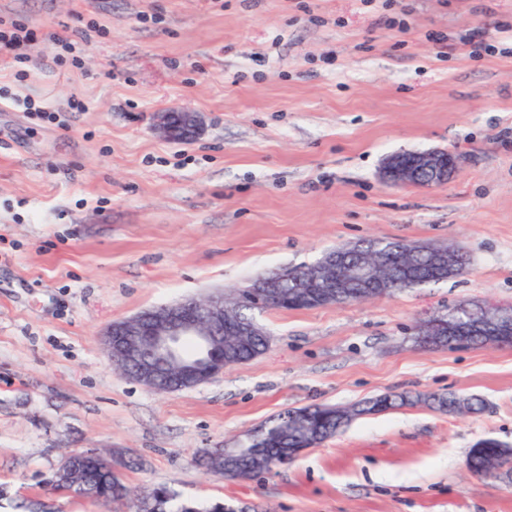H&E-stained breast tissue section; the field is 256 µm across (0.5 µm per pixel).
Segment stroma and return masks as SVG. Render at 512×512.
<instances>
[{"label":"stroma","instance_id":"obj_1","mask_svg":"<svg viewBox=\"0 0 512 512\" xmlns=\"http://www.w3.org/2000/svg\"><path fill=\"white\" fill-rule=\"evenodd\" d=\"M0 18L33 34L0 49V485L129 512L45 490L94 448L136 460L119 473L137 492L236 512H512V486L466 465L482 440L512 445V345L415 339L459 303L512 304V0H0ZM174 108L201 113L198 138L155 131ZM433 150L462 157L448 183L381 182L388 156ZM367 239L469 263L360 304L252 311L268 350L177 392L101 341ZM391 391L485 409L363 416L251 481L195 463L284 409ZM431 256L435 265L440 269H448V272H461L462 267V256L457 247L448 246V245H434V244H406L405 248V256L407 263L410 265L409 260L414 256H422V255ZM465 265L464 270L459 275L462 274L467 266V259L465 256V260L463 262V266ZM456 274V275H458Z\"/></svg>","mask_w":512,"mask_h":512}]
</instances>
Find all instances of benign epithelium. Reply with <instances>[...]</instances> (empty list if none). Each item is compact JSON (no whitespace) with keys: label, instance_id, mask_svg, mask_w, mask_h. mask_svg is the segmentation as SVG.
I'll return each mask as SVG.
<instances>
[{"label":"benign epithelium","instance_id":"7a95c632","mask_svg":"<svg viewBox=\"0 0 512 512\" xmlns=\"http://www.w3.org/2000/svg\"><path fill=\"white\" fill-rule=\"evenodd\" d=\"M155 130L166 138L194 139L203 131V119L197 112L166 110L155 115ZM460 157L448 150L414 153L405 162L399 156H389L382 167V180L391 186L405 184H444L458 170ZM431 256L435 265L456 273L462 271V256L458 248L448 245L408 244L406 259L422 255ZM343 269V277L336 280V267ZM303 280L315 289L321 305L339 304L347 295L346 289H359L358 300L364 302L383 296L387 284L372 262H352L346 250L337 249L321 260L304 268ZM248 291L258 298L271 301L279 294V276L259 277L248 285ZM234 327L235 336H263L265 331L253 321H241L234 316L231 302L222 296L193 299L185 304L178 302L156 309L145 310L133 317L111 323L103 334L109 354L119 352L120 364L134 368L131 377L151 390L158 387V369L150 358L151 350L171 354L181 348L188 338L207 345L212 336L224 325ZM419 335L429 336L435 344L464 346L480 338L487 346L512 344V306L486 308L462 303L447 316H436L419 329ZM176 371L188 379L187 387L193 388L198 380L208 382L221 375L223 370L196 366L188 368L183 363L171 361Z\"/></svg>","mask_w":512,"mask_h":512}]
</instances>
